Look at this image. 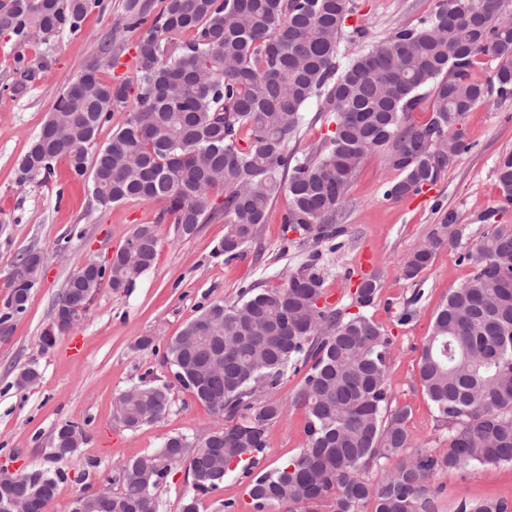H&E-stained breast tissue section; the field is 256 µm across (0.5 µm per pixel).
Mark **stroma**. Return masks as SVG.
Instances as JSON below:
<instances>
[{"instance_id": "35a3bbf8", "label": "stroma", "mask_w": 512, "mask_h": 512, "mask_svg": "<svg viewBox=\"0 0 512 512\" xmlns=\"http://www.w3.org/2000/svg\"><path fill=\"white\" fill-rule=\"evenodd\" d=\"M437 0H357L350 26L365 29L376 42L399 27H411L433 11ZM125 0H99L82 18L78 32H63L43 42L0 33V299L10 291L9 271L23 253L46 256L41 282L31 292L24 314L0 343V468L63 470L66 478L47 512H71L82 493L98 489L104 477L116 476L131 458L159 449L175 434L192 435L211 426L209 408L191 392L172 390V407L161 420L130 430L121 423L119 395L147 374L166 381L165 345L202 307L236 303L242 289L275 288L288 275L313 262L324 274L329 305L353 312L351 297L371 260L380 278L375 304L367 313L390 340L391 408L408 410V428L421 449L443 453L432 403L418 379V361L437 310L449 293L472 275L462 252L474 249L493 224H512V204L502 198L495 169L512 153V97L490 96L464 115L459 127L470 145L467 153L441 172L420 194L394 203L383 198L388 182L398 179L384 150L362 160L346 194L343 234L319 243L300 241L282 222L286 197H277L267 222L243 256L227 261L212 250L224 235L215 219L189 237L174 225L158 223L161 203L131 201L99 208L66 162L51 172L19 183L16 160L47 121L59 96L93 64L101 43L114 37L126 50L118 66L100 70L103 81L133 78L135 37L122 31ZM319 101L302 112L297 134L287 150L300 157L318 147L331 130ZM455 214L466 233L459 248H443L417 279L402 275L403 259L417 248L447 214ZM156 224L159 247L152 268L127 293L104 287L94 296L82 321L43 349L40 336L54 318L55 302L68 278L86 261L106 260L141 224ZM154 343L138 348L140 337ZM79 340L78 355H64L69 340ZM37 367L38 381L25 388L15 383L27 366ZM302 376L288 373L273 394L287 408L286 417L268 430V448L259 466L271 469L304 448L305 415L294 406ZM77 423L84 431L79 448L67 459L53 458L52 435L60 423ZM96 468H89V461ZM433 483L445 512L459 497L512 501V465H478L437 472Z\"/></svg>"}]
</instances>
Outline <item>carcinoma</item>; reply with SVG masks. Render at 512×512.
<instances>
[{
	"label": "carcinoma",
	"mask_w": 512,
	"mask_h": 512,
	"mask_svg": "<svg viewBox=\"0 0 512 512\" xmlns=\"http://www.w3.org/2000/svg\"><path fill=\"white\" fill-rule=\"evenodd\" d=\"M89 2L0 0V31L48 41L77 30ZM453 2L437 0L416 26L393 30L342 66L341 42L367 36L347 30L355 0H164L155 15L150 0H125L123 30L136 35L135 81L104 82L99 71L115 67L119 52L103 50L88 69L93 80L57 100L45 123L48 145L38 137L18 160L19 182L62 160L102 209L160 202L158 221L184 237L222 218L224 237L213 255L227 260L256 238L282 193L288 229L315 242L337 237L348 188L368 153L384 149L399 157L392 168L401 178L387 185L384 199L417 195L448 167V156L469 151L457 128L462 116L493 93L512 96V14L504 0H468L469 9L450 22ZM184 34V41L169 42ZM484 58L496 62L486 83L473 75ZM428 93L429 120L411 122ZM313 98L332 114L334 129L312 155L298 159L286 147ZM116 114L111 138L98 144ZM496 176L512 203V155L499 160ZM214 195L223 197L219 210L209 207ZM463 232L448 213L403 259V275L417 278L439 248L458 247ZM128 241L137 249L120 248L108 270L83 263L56 308L79 292L81 308L71 314L80 315L104 286L116 293L134 288L153 266L159 238L154 225L141 224ZM460 260L473 274L436 313L418 363L421 386L448 429L444 455L414 448L408 410L389 408L390 341L364 312L377 296L378 278L364 277L352 298L358 312L351 314L319 304L323 275L307 264L278 288L250 287L233 305L209 304L169 340L163 358L173 380H142L124 391L119 418L130 429L160 420L177 384L217 422L203 437L174 435L125 462L118 490L81 497L86 512H158L157 489L184 460L193 494L182 512H198L199 499L233 473L248 480L253 512H439L436 472L512 463V224L491 225ZM29 261L43 263L45 256L31 249L13 263L17 276L0 301V342L40 283ZM302 369L294 404L305 413V448L258 471L267 431L286 415L271 393L288 371ZM226 418L235 424L223 426ZM77 431L72 422L56 428L54 459L73 455ZM372 469L382 471L376 482L365 477ZM22 476L8 493L41 512L63 472L31 468ZM454 512H512V502L462 496Z\"/></svg>",
	"instance_id": "obj_1"
}]
</instances>
